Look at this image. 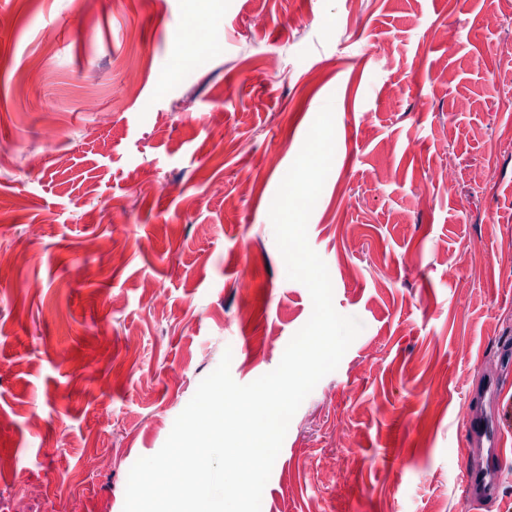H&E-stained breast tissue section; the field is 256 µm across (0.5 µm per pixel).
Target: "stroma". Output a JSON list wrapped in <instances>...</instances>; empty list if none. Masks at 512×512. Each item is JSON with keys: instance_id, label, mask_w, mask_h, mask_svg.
Listing matches in <instances>:
<instances>
[{"instance_id": "obj_1", "label": "stroma", "mask_w": 512, "mask_h": 512, "mask_svg": "<svg viewBox=\"0 0 512 512\" xmlns=\"http://www.w3.org/2000/svg\"><path fill=\"white\" fill-rule=\"evenodd\" d=\"M498 43L512 0H0V253L19 256L0 275V512H123L131 467L224 351L241 384L277 367L312 303L268 211L328 101L308 240L363 330L294 415L261 512H512V376L504 480L479 511L459 413L512 339ZM93 455L112 466L85 470Z\"/></svg>"}]
</instances>
